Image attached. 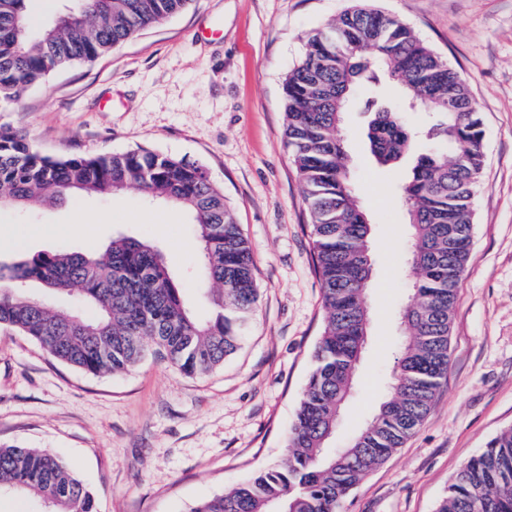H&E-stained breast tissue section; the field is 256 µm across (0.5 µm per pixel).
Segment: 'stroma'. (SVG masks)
Instances as JSON below:
<instances>
[{"mask_svg":"<svg viewBox=\"0 0 512 512\" xmlns=\"http://www.w3.org/2000/svg\"><path fill=\"white\" fill-rule=\"evenodd\" d=\"M355 0H192L94 62L53 71L0 111V126L49 155L137 147L205 166L252 250L258 307L239 349L205 375L147 357L119 375L69 367L27 336L0 331V444L73 465L100 512H188L287 455L288 425L324 323L310 215L284 144L283 83L312 30ZM396 15L466 81L483 115L485 158L448 377L401 448L366 476L344 512H435L452 477L512 427V0H367ZM399 106L385 79L362 80L340 130L373 226L369 340L329 445L346 447L395 375L398 315L411 295L398 188L411 162L381 167L363 137L370 101ZM116 235L165 254L183 298L209 314L194 226L129 189L33 211L0 208V262L103 250Z\"/></svg>","mask_w":512,"mask_h":512,"instance_id":"obj_1","label":"stroma"}]
</instances>
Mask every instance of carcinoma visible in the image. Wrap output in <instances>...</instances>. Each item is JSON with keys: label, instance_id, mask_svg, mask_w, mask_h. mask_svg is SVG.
<instances>
[{"label": "carcinoma", "instance_id": "carcinoma-1", "mask_svg": "<svg viewBox=\"0 0 512 512\" xmlns=\"http://www.w3.org/2000/svg\"><path fill=\"white\" fill-rule=\"evenodd\" d=\"M27 0H0V110L54 69L89 63L191 0H78L77 10L33 31ZM376 63L422 112L424 131L400 112L374 113L366 139L381 166L416 156L399 194L411 245L412 295L401 310L405 341L394 382L368 425L334 453L332 438L365 347L373 265L371 224L351 179L339 129L358 82ZM285 143L311 218L315 267L326 311L313 367L288 432L284 462L189 512H342L351 491L416 431L448 373L455 300L466 271L485 131L465 81L403 20L356 5L309 34L283 83ZM136 188L178 207L194 225L210 313L185 303L162 253L150 242L112 239L101 252L39 253L0 263V329L23 333L79 371L120 374L158 354L202 375L236 352L258 303L251 248L223 190L201 164L143 147L123 153L52 157L0 126V206L27 207L67 196ZM38 282L93 305L81 319L29 295ZM42 497L51 512H98L79 475L48 450L0 446V492ZM436 512H512V429L492 438L453 476Z\"/></svg>", "mask_w": 512, "mask_h": 512}]
</instances>
